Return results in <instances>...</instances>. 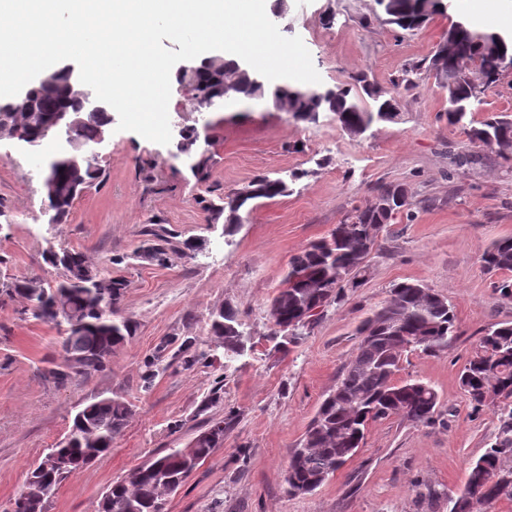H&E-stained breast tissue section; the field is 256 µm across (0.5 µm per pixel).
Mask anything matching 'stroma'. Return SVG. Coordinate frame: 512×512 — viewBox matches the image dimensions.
I'll list each match as a JSON object with an SVG mask.
<instances>
[{"instance_id": "35a3bbf8", "label": "stroma", "mask_w": 512, "mask_h": 512, "mask_svg": "<svg viewBox=\"0 0 512 512\" xmlns=\"http://www.w3.org/2000/svg\"><path fill=\"white\" fill-rule=\"evenodd\" d=\"M422 29L406 32L378 19L374 0H286L280 32L300 36L323 85L366 75L394 91L401 118L363 139L330 118L295 122L266 99H236L197 108L179 80L171 82V129L207 128L214 165L197 182L171 148L132 131H111L93 164L101 177L75 201L67 223H49L44 209L45 163L62 146L48 137L40 151L0 135V282L51 281L60 275L43 258L47 242L82 251L103 274L128 282L120 308L136 325L106 370L57 386L43 376L58 365L59 330L23 314L19 298L0 294V512L24 489L33 468L68 432L77 411L106 397L133 413L111 452L69 475L46 512H98L113 481L167 448H184L211 418L232 415L224 445L167 497V512H448L469 467L487 448L497 419L473 411L458 375L486 327L512 321L482 254L512 236V169L494 152L468 144L441 113L447 94L426 78L394 87L404 69L431 54L452 23L463 20L455 0ZM309 170L292 192L262 201L249 223L225 235L207 221L206 205L261 173ZM405 185L412 218H397L379 238L370 276L341 305L325 309L298 345L269 341V303L290 259L325 236L377 183ZM174 243L165 265L136 257L155 227ZM205 249L195 259L182 241ZM418 281L448 299L456 333L443 351L410 352L400 378L434 387V421L415 425L393 417L372 423L356 456L307 495L284 480L296 447L321 401L353 355L359 324L390 287ZM233 306L254 342L224 364L223 348L186 366L188 342L205 341L213 309ZM159 358V374L143 378L144 361ZM222 402L203 403L213 389Z\"/></svg>"}]
</instances>
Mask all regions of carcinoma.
Segmentation results:
<instances>
[{"label": "carcinoma", "mask_w": 512, "mask_h": 512, "mask_svg": "<svg viewBox=\"0 0 512 512\" xmlns=\"http://www.w3.org/2000/svg\"><path fill=\"white\" fill-rule=\"evenodd\" d=\"M385 22L404 31L425 25L442 11V0H375ZM453 48L448 62L447 48ZM470 65L487 82L477 86L454 80L455 64ZM512 64V43L499 32L478 30L465 22L448 29L423 63L405 70L394 82L412 86L425 73L438 87L448 91L444 116L448 125L460 130L468 143L494 149L498 142L512 141V117L489 113L479 121L473 116L485 91L495 86ZM197 107L216 109L240 94L248 99L277 97L297 121L316 125L331 114L341 129L355 125L371 128L400 119L394 95L372 86L359 75L332 87L306 88L287 81L259 84L254 73L238 62L220 56L206 58L183 71ZM25 111H0V128L16 135L17 143L34 149L57 131V113L85 111V101L73 79L62 73L49 86L28 88ZM112 123L106 109L89 115L80 126L66 131V147L47 164L45 180L57 186L47 198L49 223L65 224L78 195L98 172L90 160L80 159L82 148L93 142ZM197 128L182 129L175 157L188 163L199 182L210 178L212 156L197 151ZM312 175L309 170L291 171L285 176L259 174L246 186L224 196V204L208 206L209 223L224 220V231L238 225L242 213H252L262 199L290 193V185ZM401 184L380 183L368 198L352 207L346 217L327 235L312 242L288 263L280 288L270 300V337L281 334L289 342L301 343L314 329L319 317L310 311L340 304L348 292L360 287L369 272L368 257L379 247L375 233L380 220L389 224L411 212V197L389 214L378 213L374 204L387 199ZM152 243L137 256L162 263L171 241L161 229L149 231ZM45 259L62 269L61 279L44 284L36 279H15L1 284L9 297L25 301L23 313L63 328L59 348L63 363L44 372V377L63 386L75 376H88L107 367L112 351L134 336L133 321L118 315L128 287L127 281L100 274L73 248L48 243ZM489 272L502 274L496 288L501 297L512 299V237L492 244L483 255ZM210 343L224 348V369L247 348L250 333L242 329L237 311L226 306L210 314ZM455 315L440 294L419 282L403 281L389 289L388 297L358 328L360 336L354 356L336 387L322 400L316 416L298 445L288 455L285 482L292 495H306L333 477L361 447L369 425L398 416L413 424H427L438 406V394L419 379L399 381L397 375L405 353H435L448 347L454 332ZM459 385L476 409L493 407L498 418L495 442L470 466L462 492L448 499V512H473L477 505L491 507L500 500H512V323L500 322L488 328L479 347L459 376ZM132 414L131 406L118 398H103L78 411L68 434L51 451L67 460V468L37 473L14 500L25 504L24 512H45L47 501L68 474L109 453ZM232 416L215 419L210 436L189 453L169 448L125 478L112 484L100 504V512H158L161 492L176 491L200 462L224 445V432Z\"/></svg>", "instance_id": "1"}]
</instances>
